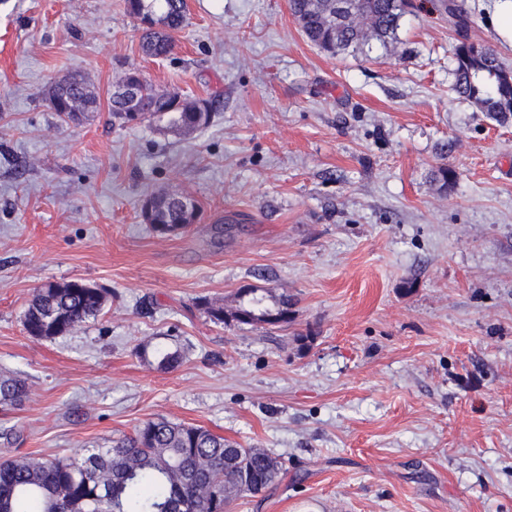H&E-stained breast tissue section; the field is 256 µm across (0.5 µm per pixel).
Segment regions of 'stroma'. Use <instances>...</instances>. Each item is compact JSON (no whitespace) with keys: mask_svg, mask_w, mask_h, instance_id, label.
<instances>
[{"mask_svg":"<svg viewBox=\"0 0 512 512\" xmlns=\"http://www.w3.org/2000/svg\"><path fill=\"white\" fill-rule=\"evenodd\" d=\"M452 1L512 71L488 0H412L390 44L335 55L288 0H187L158 59L122 0H0V372L30 386L0 456L164 417L281 458L230 512H512V122L453 90ZM131 69L214 99L213 123H114ZM75 73L100 108L63 123L48 92ZM161 190L201 206L178 235L141 216ZM73 280L102 312L28 336L36 289ZM248 288L288 297L289 322L202 308Z\"/></svg>","mask_w":512,"mask_h":512,"instance_id":"obj_1","label":"stroma"}]
</instances>
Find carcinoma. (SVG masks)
<instances>
[{
	"mask_svg": "<svg viewBox=\"0 0 512 512\" xmlns=\"http://www.w3.org/2000/svg\"><path fill=\"white\" fill-rule=\"evenodd\" d=\"M124 10L140 21L146 55L165 57L174 48L173 34L186 21V0H124ZM410 0H289V8L303 35L316 47L339 53L371 42L382 45L396 39ZM460 40L454 49V92L472 101L479 111L501 123L512 119V73L488 45L465 34L468 13L449 8ZM133 82L130 99L110 97V112L121 125L137 118L168 117L171 128L185 132L207 127L215 117L212 100H188L176 92L160 91L137 70L124 73ZM52 111L62 121L76 122L95 112L99 102L84 80L74 74L48 93ZM151 208V224L174 233L194 223L198 206L189 196L166 192L142 199ZM103 293L93 287L54 283L39 288L24 314L27 334L37 339L74 332L100 314ZM216 323L238 320L271 326L288 322V300L267 304L266 295L250 288L240 292L231 315L224 303H205ZM158 368L171 369L181 359L179 350L156 349ZM26 380L0 374V411L28 398ZM283 462L260 448H244L210 430L175 423L166 418L148 420L130 436L107 448H88L79 459L0 458V512H229L233 500L265 493L279 479Z\"/></svg>",
	"mask_w": 512,
	"mask_h": 512,
	"instance_id": "carcinoma-1",
	"label": "carcinoma"
}]
</instances>
